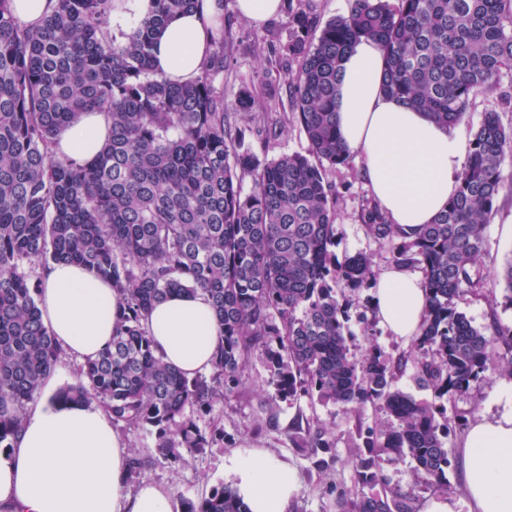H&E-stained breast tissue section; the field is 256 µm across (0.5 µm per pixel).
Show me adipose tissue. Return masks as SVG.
<instances>
[{
    "mask_svg": "<svg viewBox=\"0 0 512 512\" xmlns=\"http://www.w3.org/2000/svg\"><path fill=\"white\" fill-rule=\"evenodd\" d=\"M218 0H198L159 38L153 66L177 84L200 74L212 48ZM379 46L361 40L340 76L337 125L345 154L355 162L389 223H432L458 189L471 153L462 129L429 119L383 90ZM110 121L86 112L60 131L57 157L88 161L105 143ZM39 305L58 344L78 361L112 343L120 297L87 268L53 264L42 270ZM374 312L392 336L420 335L426 318L424 280L407 267L384 268L375 279ZM144 325L156 355L195 375L211 368L221 335L207 298L175 294L155 304ZM130 453L102 408L62 404L43 396L30 404L12 448L0 453V512H181L172 489L151 482L127 488ZM465 498L429 500L423 512H512V412L480 416L467 430L461 455ZM251 512H287L300 491L297 470L260 448L224 458Z\"/></svg>",
    "mask_w": 512,
    "mask_h": 512,
    "instance_id": "obj_1",
    "label": "adipose tissue"
}]
</instances>
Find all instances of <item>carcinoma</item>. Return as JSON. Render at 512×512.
I'll list each match as a JSON object with an SVG mask.
<instances>
[{
  "mask_svg": "<svg viewBox=\"0 0 512 512\" xmlns=\"http://www.w3.org/2000/svg\"><path fill=\"white\" fill-rule=\"evenodd\" d=\"M0 0V450L11 447L30 403L42 394L62 349L38 306L36 270L83 265L122 296L112 344L78 369V383L55 393L64 403H96L123 430H152L154 454L172 465L207 447L194 413L224 401L251 358L264 354L272 399L308 398L358 414L381 406L384 429L357 427V486L336 495V512H418L419 494H448L449 420L442 406L393 388L381 352L351 349L346 311L331 283L354 288L375 271L364 255L336 262V221L325 166L347 163L336 132V80L348 49L373 40L385 61L383 87L434 121L454 125L478 94H497L512 71V0H353L350 12L317 29L316 17L288 11L277 53L307 153L260 160L224 108L226 29L218 26L201 75L174 84L152 69L169 20L196 0H150L124 40L112 34L115 0H57L36 28ZM262 101L249 93L236 111ZM90 110L110 119L91 161L53 157L58 132ZM512 130L484 113L456 195L430 224L405 230L375 200L360 221L379 242L404 241L398 259L421 266L427 315L413 344L418 382L442 399L489 371L512 376V330L477 328L453 306L473 272L484 226L506 189ZM252 179L243 190L244 177ZM175 293H201L222 333L210 375L188 377L157 356L143 320ZM295 447L322 473L335 456L332 430L296 422ZM409 456L413 480L392 486L387 455ZM186 512H250L219 486Z\"/></svg>",
  "mask_w": 512,
  "mask_h": 512,
  "instance_id": "carcinoma-1",
  "label": "carcinoma"
}]
</instances>
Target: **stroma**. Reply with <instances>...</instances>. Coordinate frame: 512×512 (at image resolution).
I'll list each match as a JSON object with an SVG mask.
<instances>
[{
	"label": "stroma",
	"mask_w": 512,
	"mask_h": 512,
	"mask_svg": "<svg viewBox=\"0 0 512 512\" xmlns=\"http://www.w3.org/2000/svg\"><path fill=\"white\" fill-rule=\"evenodd\" d=\"M224 12L232 16L229 38L231 54L224 67V104L234 110L241 91H254L269 111L265 121L239 122L246 145L262 159L283 154L305 152L308 142L299 123L289 110L286 82L268 88L264 50L288 37L287 19L277 16L258 23L237 15L235 0H224ZM502 97L498 100L476 96L462 119L467 135H474L483 115L496 110L504 128L512 129V75L501 82ZM327 180L336 197V222L333 251L337 259L356 253L368 255L375 270L395 265L396 245L378 242L367 234L359 215L370 192L356 166L341 165L328 169ZM512 225V193L504 194L485 226V246L479 261L486 280L485 288L461 292L454 300L457 311L464 313L475 326L485 327L499 322L512 328V294L508 293L501 273L512 261V238L503 234L505 225ZM334 288L340 303L348 308L346 331L355 353H363L368 344H376L390 364L395 365V388L419 400L433 399L432 390L417 382V364L410 352L412 345L397 340L382 326L375 325L373 337H366L364 326L373 323V287L352 288L345 281H336ZM265 357L257 356L243 374L238 394L212 411L200 412L196 420L201 428L219 426L222 437L203 452L189 458L182 467L162 460H152L155 435L146 430L124 431L122 439L132 455L151 458L152 463L141 474L130 477L129 489L144 481L172 488L181 503L195 502L220 485H233L232 477L224 473V457L238 448H263L294 466L301 477L299 496L290 503L288 512H334V498L327 486L350 492L355 486L354 442L358 427L384 428L388 416L380 408L364 407L358 414L344 415L340 408L323 406L308 399L273 400L274 388ZM448 418H464L474 422L479 415H499L512 411V377L495 372L471 383L468 390L445 398ZM301 418L316 419L329 424L336 437V459L324 473H316L306 453L295 448L288 430Z\"/></svg>",
	"instance_id": "35a3bbf8"
}]
</instances>
